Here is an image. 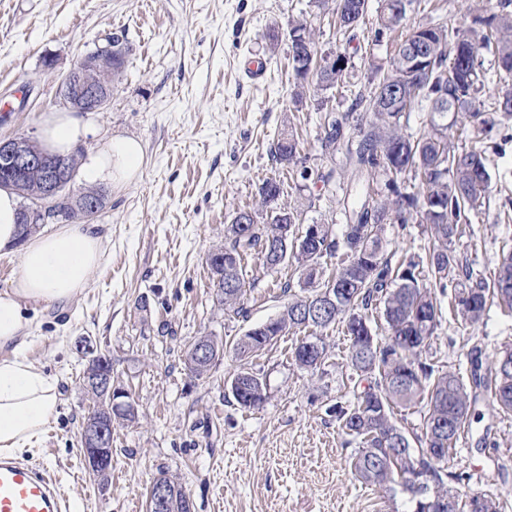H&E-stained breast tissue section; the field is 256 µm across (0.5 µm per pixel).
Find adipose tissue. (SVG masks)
Returning <instances> with one entry per match:
<instances>
[{
    "label": "adipose tissue",
    "mask_w": 512,
    "mask_h": 512,
    "mask_svg": "<svg viewBox=\"0 0 512 512\" xmlns=\"http://www.w3.org/2000/svg\"><path fill=\"white\" fill-rule=\"evenodd\" d=\"M88 129L78 112L46 117L41 140L46 149L68 154ZM143 158L140 141L116 137L102 143L82 163V176L92 185L123 184L136 178ZM104 256V236L95 224H67L49 234L31 236L17 277L0 290V343H14L15 356L0 361V450L31 447L59 407V380L26 356L32 305L70 300L87 288Z\"/></svg>",
    "instance_id": "ef3b65f1"
}]
</instances>
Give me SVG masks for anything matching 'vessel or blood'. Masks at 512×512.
Here are the masks:
<instances>
[{
  "mask_svg": "<svg viewBox=\"0 0 512 512\" xmlns=\"http://www.w3.org/2000/svg\"><path fill=\"white\" fill-rule=\"evenodd\" d=\"M67 507L54 473L0 455V512H66Z\"/></svg>",
  "mask_w": 512,
  "mask_h": 512,
  "instance_id": "vessel-or-blood-1",
  "label": "vessel or blood"
}]
</instances>
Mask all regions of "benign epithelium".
<instances>
[{
	"label": "benign epithelium",
	"instance_id": "7a95c632",
	"mask_svg": "<svg viewBox=\"0 0 512 512\" xmlns=\"http://www.w3.org/2000/svg\"><path fill=\"white\" fill-rule=\"evenodd\" d=\"M112 44H107L85 55L64 77L61 92L68 106L76 112H97L104 108L112 95ZM48 153L39 141L29 136L0 140V170L16 174L36 170L42 176L36 207L27 212L28 220L38 224H52L60 218L63 205L76 204L86 219L97 215L106 203L105 194L86 192L74 201L66 194L67 174L47 161ZM224 349L205 337L189 346L188 359L194 366L214 363ZM85 386L94 389L100 398L99 411L88 415L81 430L83 457L89 472L101 477L112 466V419L109 408L115 403H130L129 394L112 384V364L104 358L101 368L87 375ZM171 483L161 477L155 481L148 498V512H168L171 506Z\"/></svg>",
	"mask_w": 512,
	"mask_h": 512
}]
</instances>
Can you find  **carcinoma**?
<instances>
[{
    "instance_id": "cac0c4a2",
    "label": "carcinoma",
    "mask_w": 512,
    "mask_h": 512,
    "mask_svg": "<svg viewBox=\"0 0 512 512\" xmlns=\"http://www.w3.org/2000/svg\"><path fill=\"white\" fill-rule=\"evenodd\" d=\"M489 8L498 9L488 18H478L475 26L448 43V30L440 25H420L398 45L390 61L388 75L369 90L360 93L357 105L363 107L365 121L360 124V140L350 153L351 177L356 183L367 175L384 178L387 194L367 195L360 207L340 205L348 211L342 241L332 238L330 225H320L310 237L295 232L300 212L281 207L283 182L266 179L260 194L270 206L267 222L260 224L252 212L239 210L224 230V266L216 267L217 291L224 303L245 313L241 299L246 287L245 258L256 255L259 269L272 272L293 260L309 288L302 296L289 295L288 313L275 322L260 324L239 338L233 350L240 361L239 371L230 384L231 394L243 409L255 408L268 398L263 379L247 367V360L264 350L288 330L297 328L310 333L295 345L292 357L302 369H315L324 363L326 345L318 333L344 324L350 338L349 364L366 380L354 394V402L334 408L336 420L345 434L359 441L354 471L364 484L385 488L397 483L412 495L413 512H499L491 497L474 496L465 504L451 483L459 484L465 475L447 472L440 463L453 450L469 411L479 392L489 393L493 404L505 412L512 411V369H502V361L512 364V351L500 355L487 368V376L473 374L472 383L464 382L452 372L439 374L433 364L423 359L437 321V302L431 288L442 291L454 288L457 312L466 323L483 319L488 298L494 296L512 310V252L504 254L492 280L459 267L455 245L469 224V214L483 204L489 174L485 153L465 150L448 139V113L460 119L461 134L476 125L493 124L486 113L475 110L485 85L483 65L478 49L495 37L494 57L499 80L512 79V0H488ZM321 6L335 15L339 27L352 31L366 24V9H358L354 0H322ZM406 13V0H384L382 10L371 28L374 40L399 28ZM282 36L288 41L292 60L294 88L292 99H302L303 90L315 85L322 90L342 81L346 55L336 59L323 57L318 67H310L318 52L312 22L290 20ZM424 46L426 61L418 68L404 59L408 43ZM429 104L427 131L418 137L399 131L400 120L416 102ZM346 121L334 118L324 128L322 146L336 150L345 139ZM273 158L279 164H302L301 178L314 175L300 156L298 142L283 135L273 145ZM409 177L419 183V195L401 191L399 181ZM417 215L434 240L426 257V268L413 259L398 267L382 253L384 225L391 218L401 226ZM346 251L347 263L323 288H315L321 261L335 254L338 247ZM432 279V287L422 283V274ZM336 289V306L311 314V306L322 290ZM381 309L389 336L380 342L372 333L366 311ZM310 342L320 351L312 356L306 351ZM426 402L427 414L422 447L411 448L406 433L391 420L394 408Z\"/></svg>"
}]
</instances>
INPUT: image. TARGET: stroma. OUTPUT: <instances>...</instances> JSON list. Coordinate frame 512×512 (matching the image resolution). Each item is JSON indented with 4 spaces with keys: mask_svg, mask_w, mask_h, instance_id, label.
<instances>
[{
    "mask_svg": "<svg viewBox=\"0 0 512 512\" xmlns=\"http://www.w3.org/2000/svg\"><path fill=\"white\" fill-rule=\"evenodd\" d=\"M310 13L318 17V48L345 53L348 63L336 88L307 93L296 104L288 43L269 34L289 16ZM484 13L482 0H409L404 26L439 24L453 35ZM111 36L122 48L112 96L86 115L89 134L80 148L95 150L114 136L137 139L141 171L134 181L102 187L106 206L97 221L108 243L89 287L69 302L29 311L26 355L60 378L59 413L18 459L61 478L70 512H129L131 501L146 503L161 476L181 484L194 512H411L406 493L362 484L354 474L358 442L332 412L353 402L358 381L343 326L323 331L327 356L313 373L292 358L302 332L278 337L249 360L267 381V401L254 409L236 404L229 393L238 367L234 343L278 317L288 301L283 287L297 293L302 282L291 263L259 275L246 287L240 315L224 306L207 262L223 245L234 211L265 222L259 188L271 177L287 185L281 205L341 236L346 219L330 199L349 183L345 152L322 148V125L328 113L352 111L373 70L387 67L392 37L371 43L366 32L338 31L316 0H0V101L11 104L0 112V139L39 134L45 116L60 109L63 77ZM479 57L482 109L495 120L480 135L490 191L456 250L461 264L490 279L503 251L512 249V114L497 109L503 84L493 48L481 47ZM248 58L265 62L263 80L246 78ZM20 86L26 94L19 100ZM288 130L318 180H302L272 161L271 145ZM382 246L396 264L425 256L430 239L414 217L404 227L386 225ZM437 302L439 324L426 352L436 370L466 378L472 350L486 363L512 350V315L500 307L468 326L453 290ZM205 335L222 341L225 353L193 379L186 350ZM82 336L111 357L114 384L130 392L138 410L134 421L112 426V476L105 483L80 454L81 427L94 406L81 385ZM443 467L465 473L462 497L486 494L501 512H512V413L480 397Z\"/></svg>",
    "mask_w": 512,
    "mask_h": 512,
    "instance_id": "1",
    "label": "stroma"
}]
</instances>
